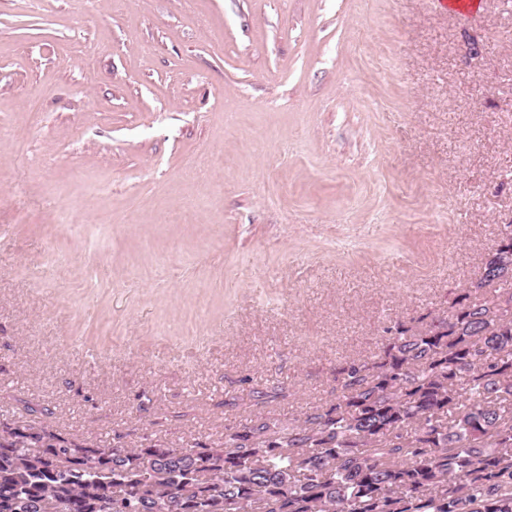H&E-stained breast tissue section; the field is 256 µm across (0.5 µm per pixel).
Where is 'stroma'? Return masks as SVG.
<instances>
[{
    "instance_id": "35a3bbf8",
    "label": "stroma",
    "mask_w": 512,
    "mask_h": 512,
    "mask_svg": "<svg viewBox=\"0 0 512 512\" xmlns=\"http://www.w3.org/2000/svg\"><path fill=\"white\" fill-rule=\"evenodd\" d=\"M448 2L0 0V422L215 447L446 314L512 223V0Z\"/></svg>"
}]
</instances>
